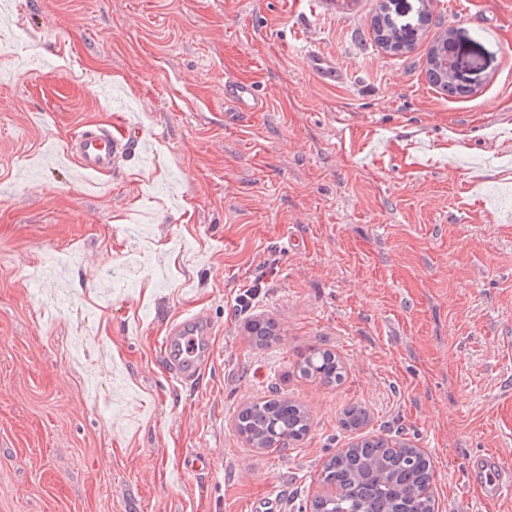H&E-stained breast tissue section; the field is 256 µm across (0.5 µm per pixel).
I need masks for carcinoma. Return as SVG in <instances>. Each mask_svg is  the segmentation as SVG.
<instances>
[{
    "instance_id": "1",
    "label": "carcinoma",
    "mask_w": 512,
    "mask_h": 512,
    "mask_svg": "<svg viewBox=\"0 0 512 512\" xmlns=\"http://www.w3.org/2000/svg\"><path fill=\"white\" fill-rule=\"evenodd\" d=\"M428 21L425 8L418 11L416 23L403 26L391 14L382 12L372 18L371 27L377 43L397 54L410 49ZM427 74L430 81L448 93L463 92L437 69L432 52L427 59ZM250 333L256 343L264 344L274 336V325L255 319ZM299 370L327 385H338L346 377L343 363L329 350H311L299 363ZM367 421L366 410L358 405L343 412L342 425L347 429L359 430ZM311 426V417L303 405L279 397L252 404L251 410L238 414L236 423L237 431L259 448H272L283 437L300 440ZM321 477L329 485L347 489V493L316 503L312 512H420L431 506L432 497H421V491L430 486L431 462L426 455L412 454L408 448L378 454L373 441L366 440L330 456L323 464Z\"/></svg>"
}]
</instances>
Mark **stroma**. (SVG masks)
<instances>
[{
    "label": "stroma",
    "mask_w": 512,
    "mask_h": 512,
    "mask_svg": "<svg viewBox=\"0 0 512 512\" xmlns=\"http://www.w3.org/2000/svg\"><path fill=\"white\" fill-rule=\"evenodd\" d=\"M423 2L394 56L380 0H0V512H303L352 403L425 449L436 512H512L471 470L512 466V0L392 16ZM449 29L465 97L426 75ZM229 77L266 110L227 115ZM120 122L144 146L80 172L70 137ZM197 311L214 353L185 386L162 338ZM312 348L343 385L300 375ZM273 391L313 425L251 447L234 420ZM195 452L210 469L182 473ZM429 21V12L426 8L418 11L415 24L408 23L401 27L388 12H380L371 20V27L375 39L381 47L389 49L392 53H402L410 49L418 40L422 27ZM307 66L318 78L324 81H336V78L340 77L335 63L320 53H309ZM473 466L480 468V487L483 495L489 500L499 499L504 481L510 480V467L506 468L502 459L494 453L476 460ZM505 472L509 475L507 476Z\"/></svg>",
    "instance_id": "35a3bbf8"
}]
</instances>
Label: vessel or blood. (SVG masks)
Wrapping results in <instances>:
<instances>
[{
  "label": "vessel or blood",
  "instance_id": "b4317fda",
  "mask_svg": "<svg viewBox=\"0 0 512 512\" xmlns=\"http://www.w3.org/2000/svg\"><path fill=\"white\" fill-rule=\"evenodd\" d=\"M307 66L325 81L336 80L339 76L335 63L317 52L309 53ZM224 99L241 113L265 109V102L255 86L244 81H225ZM141 140L142 131L135 125L92 124L75 133L69 150L83 172L102 176L109 174L117 159L136 148ZM163 346L170 374L182 384L195 381L213 357L206 317L197 312L172 321ZM475 465L481 473L480 487L484 496L491 500L499 499L507 478L502 459L492 453L476 460Z\"/></svg>",
  "mask_w": 512,
  "mask_h": 512
}]
</instances>
